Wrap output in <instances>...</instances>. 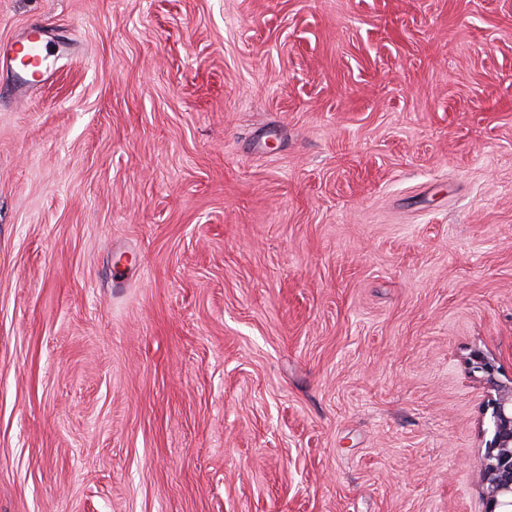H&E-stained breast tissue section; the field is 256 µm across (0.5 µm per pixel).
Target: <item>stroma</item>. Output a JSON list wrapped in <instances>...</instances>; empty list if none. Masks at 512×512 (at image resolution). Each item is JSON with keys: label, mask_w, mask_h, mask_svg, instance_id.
Segmentation results:
<instances>
[{"label": "stroma", "mask_w": 512, "mask_h": 512, "mask_svg": "<svg viewBox=\"0 0 512 512\" xmlns=\"http://www.w3.org/2000/svg\"><path fill=\"white\" fill-rule=\"evenodd\" d=\"M0 512H485L512 0H0ZM32 31L34 34H39V40L31 35L24 36L13 43L9 50L2 55L3 65L13 70V82L9 90L10 96L28 91L31 82L29 75L14 71V56L23 54L34 66L38 65L41 58L44 57L46 43L44 37L41 36L42 32L37 27H32Z\"/></svg>", "instance_id": "obj_1"}]
</instances>
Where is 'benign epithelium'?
I'll list each match as a JSON object with an SVG mask.
<instances>
[{
	"label": "benign epithelium",
	"instance_id": "obj_1",
	"mask_svg": "<svg viewBox=\"0 0 512 512\" xmlns=\"http://www.w3.org/2000/svg\"><path fill=\"white\" fill-rule=\"evenodd\" d=\"M471 365L495 390L486 405L490 424L482 472L486 512H512V385L499 383L495 365L479 353L473 354Z\"/></svg>",
	"mask_w": 512,
	"mask_h": 512
}]
</instances>
